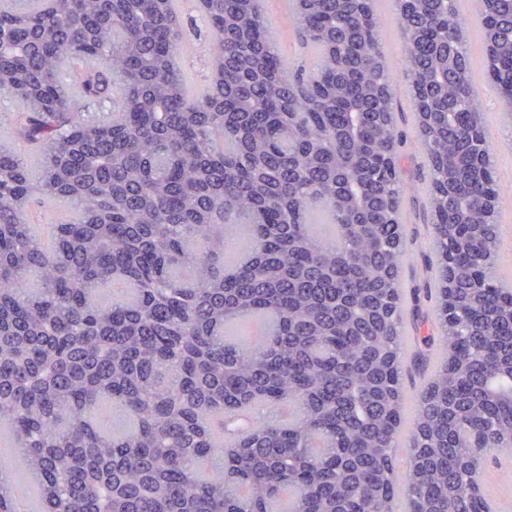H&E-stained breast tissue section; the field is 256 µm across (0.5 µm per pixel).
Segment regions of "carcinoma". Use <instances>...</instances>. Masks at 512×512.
Returning <instances> with one entry per match:
<instances>
[{"mask_svg": "<svg viewBox=\"0 0 512 512\" xmlns=\"http://www.w3.org/2000/svg\"><path fill=\"white\" fill-rule=\"evenodd\" d=\"M178 0H0V424L44 512H492L465 436L512 452V286L481 223L494 148L441 0L395 12L429 164L439 365L406 421V187L375 0H296L311 72L260 0H198L214 85L191 92ZM512 117V0L481 5ZM498 192V189L491 190ZM62 214L42 241L31 208ZM133 290L108 303L115 279ZM265 313L259 343L234 321ZM409 465L396 457L404 423Z\"/></svg>", "mask_w": 512, "mask_h": 512, "instance_id": "obj_1", "label": "carcinoma"}]
</instances>
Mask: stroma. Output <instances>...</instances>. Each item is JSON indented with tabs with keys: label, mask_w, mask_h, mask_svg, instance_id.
Returning <instances> with one entry per match:
<instances>
[{
	"label": "stroma",
	"mask_w": 512,
	"mask_h": 512,
	"mask_svg": "<svg viewBox=\"0 0 512 512\" xmlns=\"http://www.w3.org/2000/svg\"><path fill=\"white\" fill-rule=\"evenodd\" d=\"M377 8L388 24L383 34V51L394 78L392 94L398 129L403 135L401 176L406 192L400 206L404 233L400 276L405 294L404 330L414 351L426 357L425 362L419 364L409 356L403 360L402 384L406 393L411 394L427 381L436 368V340L441 334L434 299L437 278L432 252L433 226L426 192L429 167L427 155L418 139V118L411 102L409 84L403 75V38L398 27L392 24L395 4L393 0H379ZM472 85L477 101L487 106L486 132L495 134L504 117L497 106L498 94L488 78L484 55L479 49L473 52Z\"/></svg>",
	"instance_id": "1"
}]
</instances>
